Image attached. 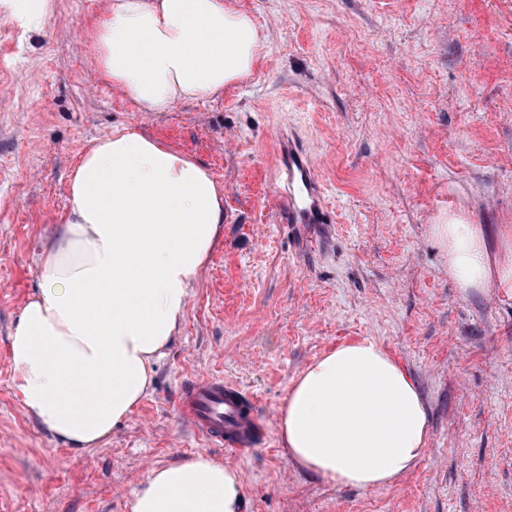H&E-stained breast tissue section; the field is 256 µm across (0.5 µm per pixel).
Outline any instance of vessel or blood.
<instances>
[{
	"label": "vessel or blood",
	"instance_id": "b4317fda",
	"mask_svg": "<svg viewBox=\"0 0 512 512\" xmlns=\"http://www.w3.org/2000/svg\"><path fill=\"white\" fill-rule=\"evenodd\" d=\"M277 178L287 223H329L321 180L298 145L279 142ZM178 408L195 433L234 451L249 449L258 432L259 420L252 400L220 378L186 383Z\"/></svg>",
	"mask_w": 512,
	"mask_h": 512
}]
</instances>
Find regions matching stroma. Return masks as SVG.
I'll list each match as a JSON object with an SVG mask.
<instances>
[{"mask_svg":"<svg viewBox=\"0 0 512 512\" xmlns=\"http://www.w3.org/2000/svg\"><path fill=\"white\" fill-rule=\"evenodd\" d=\"M233 2L269 33L255 72L165 112L93 74L81 24L100 0H56L40 33L0 8V512H129L154 468L196 454L241 472L247 512H512V297L461 294L432 231L453 217L512 225V0ZM122 125L198 161L224 189V227L149 393L77 451L28 416L10 335L43 286L71 170ZM285 135L334 218L306 243L281 221ZM362 339L411 374L428 412L425 455L380 488L300 471L278 437L296 373ZM212 376L258 408L245 452L179 414L181 386Z\"/></svg>","mask_w":512,"mask_h":512,"instance_id":"35a3bbf8","label":"stroma"}]
</instances>
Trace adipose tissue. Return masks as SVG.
I'll use <instances>...</instances> for the list:
<instances>
[{"label": "adipose tissue", "instance_id": "obj_1", "mask_svg": "<svg viewBox=\"0 0 512 512\" xmlns=\"http://www.w3.org/2000/svg\"><path fill=\"white\" fill-rule=\"evenodd\" d=\"M98 79L142 112L213 102L248 78L267 35L231 0H101L82 25ZM71 205L41 256L46 286L11 335L28 415L74 448L97 447L149 391L193 279L221 236L224 190L197 161L122 126L96 139L69 180ZM463 293L512 296V226L434 227ZM289 462L339 486L382 487L428 444L408 372L371 340L303 368L279 409ZM130 512H245L239 470L196 455L154 469Z\"/></svg>", "mask_w": 512, "mask_h": 512}]
</instances>
